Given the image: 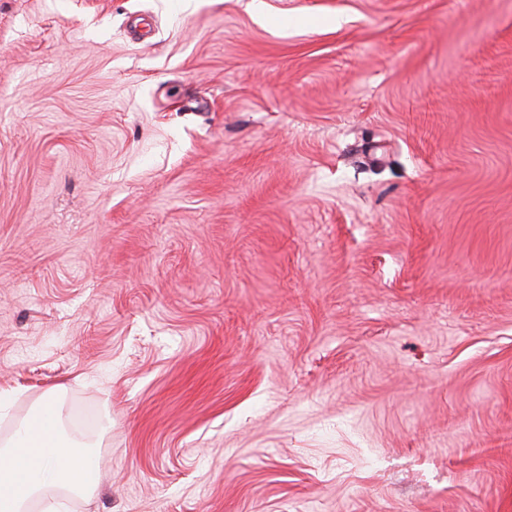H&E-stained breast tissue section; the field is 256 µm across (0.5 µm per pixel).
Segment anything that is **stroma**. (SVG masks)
<instances>
[{
	"label": "stroma",
	"instance_id": "35a3bbf8",
	"mask_svg": "<svg viewBox=\"0 0 512 512\" xmlns=\"http://www.w3.org/2000/svg\"><path fill=\"white\" fill-rule=\"evenodd\" d=\"M249 3L0 0L30 512H512V0ZM60 397L43 399L15 425L12 437L0 448V511L21 512L34 496L65 486L82 495L97 489L93 455L74 448L60 424Z\"/></svg>",
	"mask_w": 512,
	"mask_h": 512
}]
</instances>
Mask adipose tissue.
Returning a JSON list of instances; mask_svg holds the SVG:
<instances>
[{"label": "adipose tissue", "instance_id": "obj_1", "mask_svg": "<svg viewBox=\"0 0 512 512\" xmlns=\"http://www.w3.org/2000/svg\"><path fill=\"white\" fill-rule=\"evenodd\" d=\"M60 414L59 396L49 395L0 444V512H22L30 498L60 486L95 493V458L76 450L61 428Z\"/></svg>", "mask_w": 512, "mask_h": 512}]
</instances>
